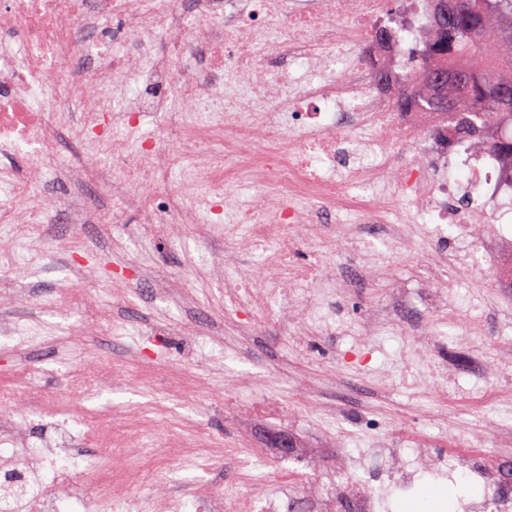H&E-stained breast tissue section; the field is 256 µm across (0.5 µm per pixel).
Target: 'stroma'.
<instances>
[{"label":"stroma","instance_id":"stroma-1","mask_svg":"<svg viewBox=\"0 0 512 512\" xmlns=\"http://www.w3.org/2000/svg\"><path fill=\"white\" fill-rule=\"evenodd\" d=\"M352 231L322 225L307 255L321 257L326 271L344 268L350 256L337 245ZM447 246L448 273L460 280L454 318L434 305L441 288L425 277L431 242L421 230L411 247L379 245L354 288H314L302 304L245 312L224 304V241L209 237L206 223L173 228L167 238L135 213L116 226L105 195L87 224H32L22 240L0 224V248L18 258L0 276L22 288L0 308L21 322L39 318L42 328L34 341H0V389L14 396L0 415L36 445L73 434L90 462L63 488L73 512L95 507L102 466L126 471V490L139 501L177 497L185 512H198L192 492L201 484L227 505L251 499L260 507L286 481L301 492L316 485L331 493L349 477L346 460L376 446L399 448L407 458L422 448L437 457L451 448L494 447L512 433V288L496 285L486 242L452 232ZM473 254L487 270L463 273ZM73 259L86 271L59 294ZM141 268L179 274L181 300L161 299L153 280L139 278ZM313 310L328 316L330 329L296 335ZM372 315L396 323L395 334L363 336ZM472 317L480 321L475 354L461 337ZM244 320L250 335H236ZM406 365L415 385L401 378ZM105 370L118 373L112 385L99 380ZM103 423L130 456L100 443ZM285 438L302 458L278 453ZM170 440L187 443L190 454L166 455ZM476 492L472 483L425 478L413 489L391 490L386 512H449V501Z\"/></svg>","mask_w":512,"mask_h":512}]
</instances>
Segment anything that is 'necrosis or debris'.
Listing matches in <instances>:
<instances>
[{
	"label": "necrosis or debris",
	"mask_w": 512,
	"mask_h": 512,
	"mask_svg": "<svg viewBox=\"0 0 512 512\" xmlns=\"http://www.w3.org/2000/svg\"><path fill=\"white\" fill-rule=\"evenodd\" d=\"M0 0V39L20 32L23 56L0 51V198L21 177L62 184L53 217L86 223L92 186L112 193L115 213H140L165 236L192 212L157 192L171 173L193 185L208 211L209 232L223 236L224 286L251 306L300 301L318 268L296 253L320 233L318 212L344 223L379 224L396 247L411 225L390 214L415 209L443 233L454 225L499 250L498 282L512 284V236L499 225L512 215V159L489 134L451 135L443 112H398L409 77L401 45L358 53L388 0ZM179 92L183 109L166 108ZM83 105L80 132L112 139L110 165L64 161L50 124L54 113ZM165 114L168 132L129 148L125 129L146 113ZM416 144L421 161L397 163L385 145ZM192 149L194 166L177 169ZM471 202L456 207L455 198ZM270 248L263 271L241 272L232 251ZM0 425V512H60L58 448L16 447ZM494 458V480L482 462ZM463 473L480 491L462 512H512V441L493 453L451 452L437 459L389 456L385 478L414 485L423 471Z\"/></svg>",
	"instance_id": "necrosis-or-debris-1"
}]
</instances>
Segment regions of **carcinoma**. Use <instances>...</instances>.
Returning a JSON list of instances; mask_svg holds the SVG:
<instances>
[{"instance_id": "obj_1", "label": "carcinoma", "mask_w": 512, "mask_h": 512, "mask_svg": "<svg viewBox=\"0 0 512 512\" xmlns=\"http://www.w3.org/2000/svg\"><path fill=\"white\" fill-rule=\"evenodd\" d=\"M471 2V13L458 21L453 35L443 33L432 19L417 38L409 54L408 93L397 109L446 112L457 128L491 124L504 131L495 150L512 158V99L497 95L499 88L512 87V0ZM440 62L465 71L466 84L450 79L435 91L432 76Z\"/></svg>"}]
</instances>
